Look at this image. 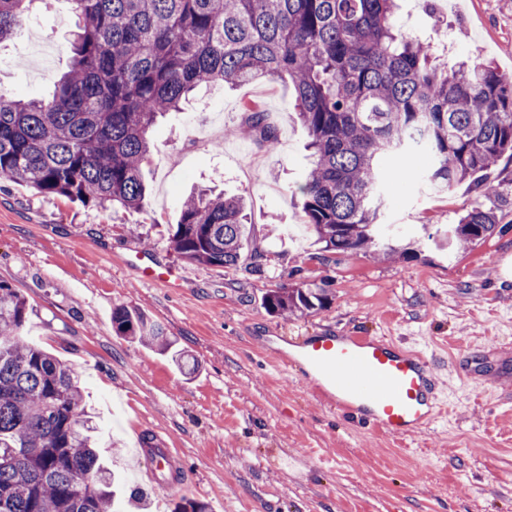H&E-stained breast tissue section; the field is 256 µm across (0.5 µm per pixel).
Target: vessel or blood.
Returning a JSON list of instances; mask_svg holds the SVG:
<instances>
[{"instance_id": "vessel-or-blood-1", "label": "vessel or blood", "mask_w": 512, "mask_h": 512, "mask_svg": "<svg viewBox=\"0 0 512 512\" xmlns=\"http://www.w3.org/2000/svg\"><path fill=\"white\" fill-rule=\"evenodd\" d=\"M141 274L168 287L182 276L171 265L151 262ZM286 364L313 379L317 398L342 417L390 436L429 426L439 404L435 368L417 351L374 336H309Z\"/></svg>"}]
</instances>
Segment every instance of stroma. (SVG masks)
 Segmentation results:
<instances>
[{"instance_id": "stroma-1", "label": "stroma", "mask_w": 512, "mask_h": 512, "mask_svg": "<svg viewBox=\"0 0 512 512\" xmlns=\"http://www.w3.org/2000/svg\"><path fill=\"white\" fill-rule=\"evenodd\" d=\"M399 4L409 34L447 43L441 62L480 58L512 75V0ZM75 22L67 0H38L0 45V94L47 97L70 66ZM247 98L261 103L274 146L230 135ZM151 138L142 211L0 178V281L27 299L23 334L77 368L103 456L147 493V512H173L179 500L141 478L152 462L143 444L158 439L209 512H512V204L500 232L441 246L476 202L470 182L439 193L425 180L428 156L392 159L379 240L413 254L322 262L294 193L310 157L290 86H201ZM201 187L246 196L260 271L190 263L171 247L182 200ZM137 249L178 267L181 286L140 281ZM324 278V308L284 318L263 304L270 289ZM117 306L161 323L188 369L116 335ZM321 333L386 336L421 352L439 377L441 413L419 433L388 437L346 422L303 374L262 358Z\"/></svg>"}]
</instances>
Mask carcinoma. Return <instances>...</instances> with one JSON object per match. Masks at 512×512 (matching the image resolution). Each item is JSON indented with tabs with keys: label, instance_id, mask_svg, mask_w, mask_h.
Masks as SVG:
<instances>
[{
	"label": "carcinoma",
	"instance_id": "obj_1",
	"mask_svg": "<svg viewBox=\"0 0 512 512\" xmlns=\"http://www.w3.org/2000/svg\"><path fill=\"white\" fill-rule=\"evenodd\" d=\"M36 0H0V44ZM77 18L69 70L43 100L0 95V178L102 209L147 206L143 166L158 117L203 83L287 80L313 160L299 191L316 243L373 249L385 207L382 161L423 149L426 179L446 192L512 157V77L468 58L450 68L398 22L397 0H68ZM245 127L276 141L258 104ZM501 206L476 203L448 227L456 246L491 236ZM245 199L210 189L187 197L169 240L193 263L260 267ZM329 301L315 283L264 296L276 315ZM27 303L0 282V512H122L81 408L78 371L27 343ZM119 336L186 366L175 340L143 315L112 310Z\"/></svg>",
	"mask_w": 512,
	"mask_h": 512
}]
</instances>
